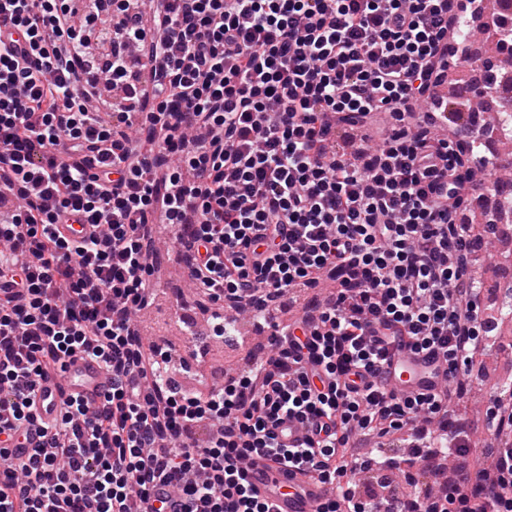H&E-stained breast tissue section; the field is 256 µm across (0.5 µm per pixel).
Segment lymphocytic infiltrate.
Listing matches in <instances>:
<instances>
[{"instance_id": "1", "label": "lymphocytic infiltrate", "mask_w": 512, "mask_h": 512, "mask_svg": "<svg viewBox=\"0 0 512 512\" xmlns=\"http://www.w3.org/2000/svg\"><path fill=\"white\" fill-rule=\"evenodd\" d=\"M0 0V512H271L246 464L302 467L335 495L318 512H368L347 484L360 437L408 430L425 457L464 454L448 426L489 332L465 210L489 188L464 171L475 134L439 138L414 112L444 82L454 23L482 0ZM76 216L96 228L71 241ZM189 224L191 283L243 314L332 282L267 363L209 396L145 346L154 217ZM439 348L448 383L400 398L376 383L398 348ZM82 353L112 375L100 405L66 399L44 447L11 458L35 419L38 378ZM506 442L474 483L448 482L378 512H512ZM310 421L281 446L282 416Z\"/></svg>"}]
</instances>
